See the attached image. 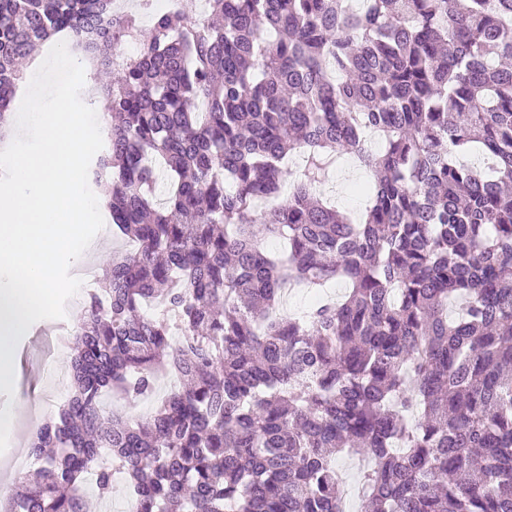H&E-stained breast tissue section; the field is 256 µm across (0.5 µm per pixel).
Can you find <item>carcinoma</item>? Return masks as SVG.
Segmentation results:
<instances>
[{
	"label": "carcinoma",
	"mask_w": 512,
	"mask_h": 512,
	"mask_svg": "<svg viewBox=\"0 0 512 512\" xmlns=\"http://www.w3.org/2000/svg\"><path fill=\"white\" fill-rule=\"evenodd\" d=\"M362 3L157 11L126 58L140 29L101 25L111 0H0V130L20 62L92 48L112 76L93 180L137 244L86 300L73 392L3 512H89L115 469L131 512H342L343 453L370 461L359 512H512V0ZM341 155L374 173L360 222L317 195ZM332 279L343 299L277 314ZM161 371L182 385L147 420L102 407Z\"/></svg>",
	"instance_id": "1"
}]
</instances>
